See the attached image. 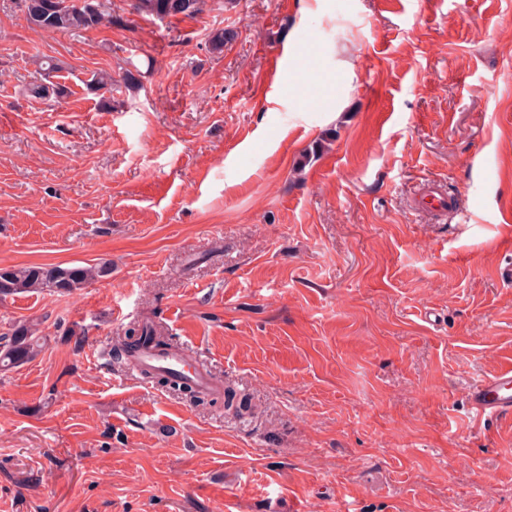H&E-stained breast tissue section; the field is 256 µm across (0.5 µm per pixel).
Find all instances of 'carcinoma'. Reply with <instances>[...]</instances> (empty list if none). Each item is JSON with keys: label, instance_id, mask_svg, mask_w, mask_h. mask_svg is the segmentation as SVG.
Masks as SVG:
<instances>
[{"label": "carcinoma", "instance_id": "obj_1", "mask_svg": "<svg viewBox=\"0 0 512 512\" xmlns=\"http://www.w3.org/2000/svg\"><path fill=\"white\" fill-rule=\"evenodd\" d=\"M93 7L78 6L73 0H18V7L24 12L28 23L44 31H67L77 35L99 26L120 25L121 16L112 13V0H91ZM135 12L163 19L178 14L191 17L201 11L200 0H133ZM36 73L40 79L25 86V92L32 98L46 99L62 97L65 87L52 81L56 73L63 70L62 64L52 58L36 59ZM112 276V265L103 262L95 266L62 267L54 264H32L0 268V299L29 292L49 294H74L92 283ZM42 337L36 330L23 324L0 336V370H11L32 361L42 347ZM169 347L171 342L163 326L153 322L130 324L123 334L112 338L104 350L108 360L120 367L128 365L132 349L143 344ZM144 378L166 386L189 398L198 406L224 404V410L237 416L253 412L249 395L231 386L224 387L221 398L207 399L189 385H176L165 376L149 372Z\"/></svg>", "mask_w": 512, "mask_h": 512}]
</instances>
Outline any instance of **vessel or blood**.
Returning <instances> with one entry per match:
<instances>
[{"label": "vessel or blood", "instance_id": "obj_1", "mask_svg": "<svg viewBox=\"0 0 512 512\" xmlns=\"http://www.w3.org/2000/svg\"><path fill=\"white\" fill-rule=\"evenodd\" d=\"M421 211L447 213L456 205L445 190L425 186L414 200ZM134 368H146L169 376L171 380L190 384L193 388L214 393L222 383L200 363L184 357L180 348L160 349L152 346L138 348L133 353ZM466 399L477 418L485 420L512 416V365L503 367L492 376L477 380L466 388Z\"/></svg>", "mask_w": 512, "mask_h": 512}]
</instances>
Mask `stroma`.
Segmentation results:
<instances>
[{
  "instance_id": "stroma-1",
  "label": "stroma",
  "mask_w": 512,
  "mask_h": 512,
  "mask_svg": "<svg viewBox=\"0 0 512 512\" xmlns=\"http://www.w3.org/2000/svg\"><path fill=\"white\" fill-rule=\"evenodd\" d=\"M112 10L76 36L0 0V268L112 265L0 300L46 338L0 372V512H512V417L465 396L512 360V0ZM36 56L64 97L21 95ZM432 181L455 217L415 210ZM148 316L255 415L108 365Z\"/></svg>"
}]
</instances>
